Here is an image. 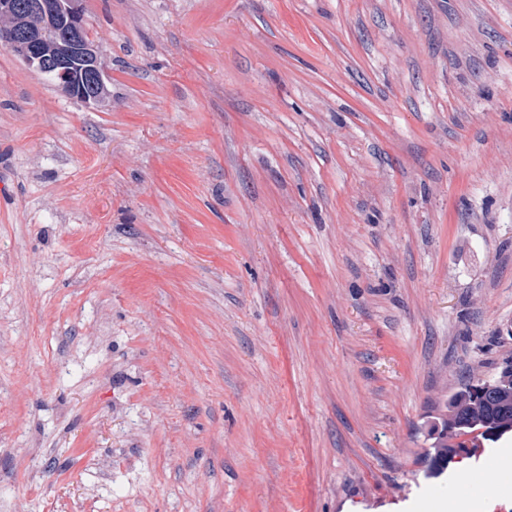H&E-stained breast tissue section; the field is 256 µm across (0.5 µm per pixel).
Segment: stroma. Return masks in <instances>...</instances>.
Returning a JSON list of instances; mask_svg holds the SVG:
<instances>
[{
    "label": "stroma",
    "instance_id": "obj_1",
    "mask_svg": "<svg viewBox=\"0 0 512 512\" xmlns=\"http://www.w3.org/2000/svg\"><path fill=\"white\" fill-rule=\"evenodd\" d=\"M80 8L103 104L0 47V512H512V435L422 466L512 357V0Z\"/></svg>",
    "mask_w": 512,
    "mask_h": 512
}]
</instances>
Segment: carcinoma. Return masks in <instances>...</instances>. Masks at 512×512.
<instances>
[{
    "mask_svg": "<svg viewBox=\"0 0 512 512\" xmlns=\"http://www.w3.org/2000/svg\"><path fill=\"white\" fill-rule=\"evenodd\" d=\"M435 420L436 436L425 457L426 472L434 477L444 474L455 458H468L512 434V360L489 379L463 384Z\"/></svg>",
    "mask_w": 512,
    "mask_h": 512,
    "instance_id": "1",
    "label": "carcinoma"
}]
</instances>
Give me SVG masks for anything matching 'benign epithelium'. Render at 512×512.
I'll return each instance as SVG.
<instances>
[{
    "instance_id": "1",
    "label": "benign epithelium",
    "mask_w": 512,
    "mask_h": 512,
    "mask_svg": "<svg viewBox=\"0 0 512 512\" xmlns=\"http://www.w3.org/2000/svg\"><path fill=\"white\" fill-rule=\"evenodd\" d=\"M77 3L0 0V14L20 16L13 27L0 31V46L71 98L97 104L108 94L103 54L87 33Z\"/></svg>"
}]
</instances>
